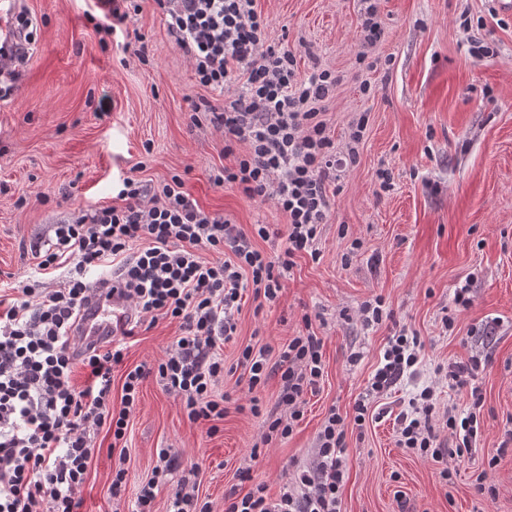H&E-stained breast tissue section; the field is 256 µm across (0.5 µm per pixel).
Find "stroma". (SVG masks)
I'll list each match as a JSON object with an SVG mask.
<instances>
[{
  "label": "stroma",
  "instance_id": "1",
  "mask_svg": "<svg viewBox=\"0 0 512 512\" xmlns=\"http://www.w3.org/2000/svg\"><path fill=\"white\" fill-rule=\"evenodd\" d=\"M138 2L126 27L154 47L146 64L125 49V33L99 39L91 21L97 0H15L36 18L37 31L32 55L15 68L12 94L0 99V271L13 281L35 277L36 252L54 224L115 203L129 175L151 185L180 175L204 209L245 228L287 222L272 202L213 185L212 171L225 165L224 137L191 120L194 102L210 92L196 84L151 0ZM494 4L378 0L383 35L371 54L391 64L368 71L356 59L361 0H258L269 43L296 52L300 75L316 68L341 75L323 105L336 147L344 148L359 115L368 125L357 164L336 182L319 259L296 258L276 304L258 313L245 302L224 364L235 365L240 347L254 341L279 347L307 314L323 340V381L293 435L254 465L249 454L261 441V418L232 411L207 434L148 379L129 425L120 504L109 491L112 438L102 430L81 512H128L160 448L176 449L182 468L198 465L200 494L214 512H224L231 487L248 490L242 468L278 494L284 471L311 461L329 409L352 414L398 328L420 336L421 362L377 399L382 418L362 431L348 427L345 512H512V15L490 14ZM471 35L494 56L473 58ZM363 78L370 94L358 90ZM382 167L392 173V190L379 188ZM466 282L473 304L460 311L454 290ZM378 296L393 319L364 327L357 310ZM446 314L455 318L449 330ZM178 334L177 323L162 318L139 330L112 371L113 399L121 397L125 369L156 363ZM473 356L484 363L473 380L483 408L471 451L441 465L399 448L394 416L417 388L434 386L440 405L467 409L470 388H450L436 369ZM444 467L451 480L441 479ZM482 474L495 488L488 499L475 491Z\"/></svg>",
  "mask_w": 512,
  "mask_h": 512
}]
</instances>
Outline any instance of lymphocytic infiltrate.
<instances>
[{
  "label": "lymphocytic infiltrate",
  "mask_w": 512,
  "mask_h": 512,
  "mask_svg": "<svg viewBox=\"0 0 512 512\" xmlns=\"http://www.w3.org/2000/svg\"><path fill=\"white\" fill-rule=\"evenodd\" d=\"M152 2L188 57L197 84L217 92L238 88L224 108L206 99L195 106L222 132L225 155L235 158L233 166L214 175V184L274 201L288 224L282 230L266 224L238 227L203 209L176 175L155 186L124 178L118 204L81 210L56 224L38 267L66 268L63 283L13 285V298L0 309V512H78L77 493L96 453L98 430L107 428L112 449L126 451L130 418L148 377L159 379L193 423L216 421L232 409L264 415L262 444L250 451L254 460L265 445L293 434L307 395L323 380V342L306 316L302 331L279 349L254 344L240 349L235 385L249 393L248 405L214 394L224 376L220 348L235 336L244 292H251L255 311H262L279 301L297 254L319 258L318 236L330 214L336 170L356 163L367 121L352 123L347 152L337 155L319 104L340 75L319 69L298 77L295 52L269 44L268 20L256 0ZM33 29L23 11L0 29V75L29 57ZM258 238L271 242L273 253L257 249ZM105 268L117 283L115 328L81 352L71 330L94 293L90 272ZM161 317L178 320L180 336L156 365L128 370L121 400L113 402V365L122 362L135 328ZM422 348L420 336L403 331L389 336L353 418L329 411L316 438L313 465L293 471L275 499L268 497L265 483L253 481L250 470L240 471L251 487L225 494L224 512H342L346 429L365 427L374 398L415 372ZM78 363L89 378L81 389L72 383ZM274 377L281 382L279 410L266 414L258 394ZM470 396L466 412L452 406L441 412L434 388L422 387L396 417L399 447L434 462L469 452L482 407L479 390L471 389ZM444 428L455 437L454 447L441 442ZM171 474L177 481L169 512H213L199 495L196 469L180 470L178 454L170 448L158 450L132 512H154L158 487Z\"/></svg>",
  "instance_id": "1"
}]
</instances>
